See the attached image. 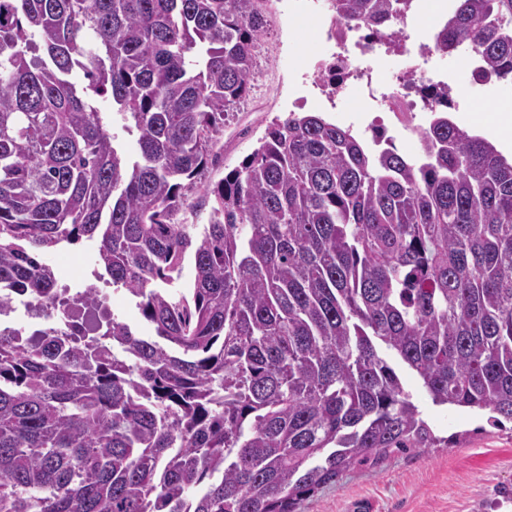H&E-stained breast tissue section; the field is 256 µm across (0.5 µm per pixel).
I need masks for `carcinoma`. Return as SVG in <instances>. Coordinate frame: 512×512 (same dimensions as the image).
Wrapping results in <instances>:
<instances>
[{"label":"carcinoma","instance_id":"1","mask_svg":"<svg viewBox=\"0 0 512 512\" xmlns=\"http://www.w3.org/2000/svg\"><path fill=\"white\" fill-rule=\"evenodd\" d=\"M261 2L0 0V309L44 322L0 327V512H298L437 442L401 368L512 420V158L448 113L408 157L291 112L204 186L202 231L173 221L250 92ZM334 2L398 37V0ZM462 40L512 82V0H454L437 50ZM87 241L153 334L93 285L58 302L43 254Z\"/></svg>","mask_w":512,"mask_h":512}]
</instances>
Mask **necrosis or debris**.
Wrapping results in <instances>:
<instances>
[{
    "instance_id": "necrosis-or-debris-1",
    "label": "necrosis or debris",
    "mask_w": 512,
    "mask_h": 512,
    "mask_svg": "<svg viewBox=\"0 0 512 512\" xmlns=\"http://www.w3.org/2000/svg\"><path fill=\"white\" fill-rule=\"evenodd\" d=\"M420 0H400L397 37L371 36L361 23L339 18L333 5L317 0H280L276 18L287 24L299 13L315 16L319 29V51L301 71L300 82L322 106L341 109L350 94H357V123L369 132L373 146L385 145L391 134L402 137L420 133L436 102L449 111L466 112L470 91L498 86L499 94L512 98V86L498 85L489 67L468 43L458 44L452 57L434 60L433 41L443 26L430 31V40L420 35ZM464 66L468 85L460 87L448 71Z\"/></svg>"
}]
</instances>
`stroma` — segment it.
Segmentation results:
<instances>
[{"mask_svg":"<svg viewBox=\"0 0 512 512\" xmlns=\"http://www.w3.org/2000/svg\"><path fill=\"white\" fill-rule=\"evenodd\" d=\"M316 28L308 14L285 29L267 26L256 51L251 92L225 114L217 134L223 151L207 169L205 183L221 180L258 147L267 125L288 115L279 94L315 51ZM94 253V245L87 244L47 253L45 259L65 283L93 267ZM402 381L439 444L360 463L335 485L316 491L300 512H512V422L494 427L487 413L434 405L411 371H403Z\"/></svg>","mask_w":512,"mask_h":512,"instance_id":"obj_1","label":"stroma"}]
</instances>
